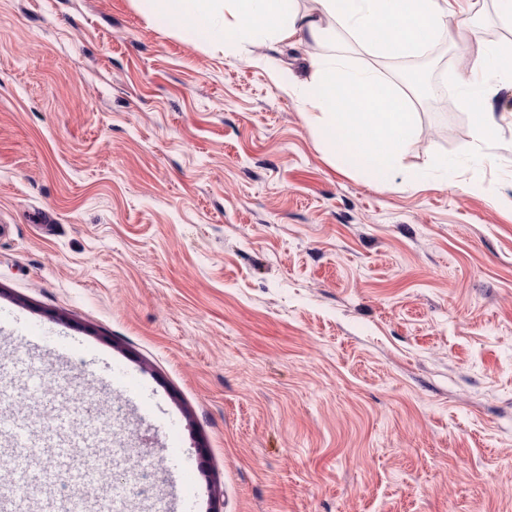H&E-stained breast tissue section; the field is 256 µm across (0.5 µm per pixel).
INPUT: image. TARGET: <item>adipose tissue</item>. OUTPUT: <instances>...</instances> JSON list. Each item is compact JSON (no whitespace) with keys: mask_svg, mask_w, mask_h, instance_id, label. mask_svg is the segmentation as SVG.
<instances>
[{"mask_svg":"<svg viewBox=\"0 0 512 512\" xmlns=\"http://www.w3.org/2000/svg\"><path fill=\"white\" fill-rule=\"evenodd\" d=\"M154 9L190 21L208 43L275 39L291 44L347 31L381 57H409L447 36L457 11L452 0H316L302 14L297 0H150Z\"/></svg>","mask_w":512,"mask_h":512,"instance_id":"obj_1","label":"adipose tissue"}]
</instances>
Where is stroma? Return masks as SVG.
I'll return each instance as SVG.
<instances>
[{"instance_id":"stroma-1","label":"stroma","mask_w":512,"mask_h":512,"mask_svg":"<svg viewBox=\"0 0 512 512\" xmlns=\"http://www.w3.org/2000/svg\"><path fill=\"white\" fill-rule=\"evenodd\" d=\"M414 57L342 31L215 48L142 0H0V383L62 378L117 474L172 440L194 512H512V88L497 126L452 73L512 40L496 0ZM342 54L428 68L399 172L328 154L285 81ZM449 170H442V163ZM146 396L108 387L111 367ZM497 93L493 86L474 90L462 98V105L471 110L477 117L476 138L484 140L491 136L496 129V120L492 112V98Z\"/></svg>"}]
</instances>
